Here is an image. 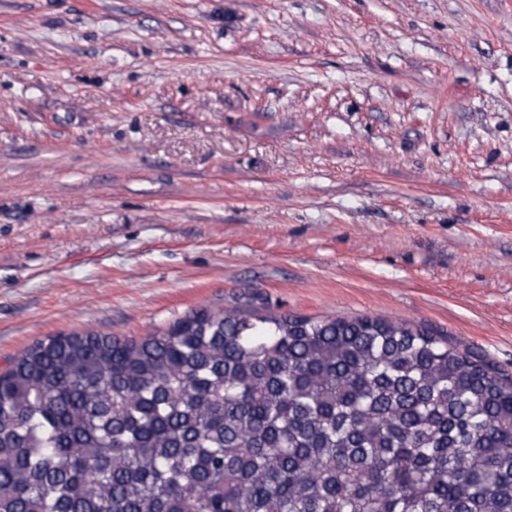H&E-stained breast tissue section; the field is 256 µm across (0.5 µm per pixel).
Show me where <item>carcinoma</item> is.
I'll use <instances>...</instances> for the list:
<instances>
[{
	"mask_svg": "<svg viewBox=\"0 0 512 512\" xmlns=\"http://www.w3.org/2000/svg\"><path fill=\"white\" fill-rule=\"evenodd\" d=\"M0 512H512V378L367 316L50 336L0 373Z\"/></svg>",
	"mask_w": 512,
	"mask_h": 512,
	"instance_id": "obj_1",
	"label": "carcinoma"
}]
</instances>
